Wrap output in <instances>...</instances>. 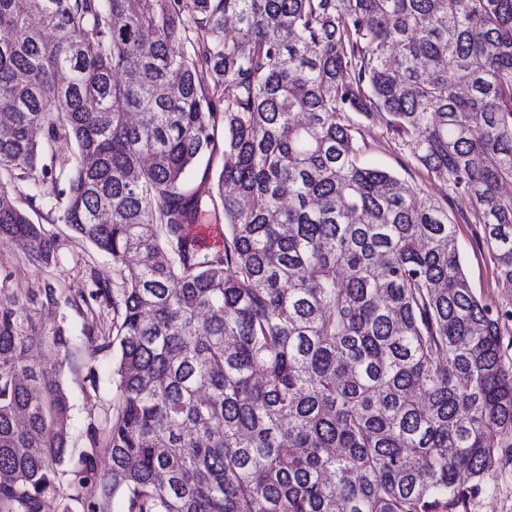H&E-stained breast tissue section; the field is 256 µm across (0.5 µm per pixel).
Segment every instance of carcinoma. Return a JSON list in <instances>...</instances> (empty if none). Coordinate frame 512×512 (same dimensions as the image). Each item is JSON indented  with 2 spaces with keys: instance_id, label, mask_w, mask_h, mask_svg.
I'll return each mask as SVG.
<instances>
[{
  "instance_id": "obj_1",
  "label": "carcinoma",
  "mask_w": 512,
  "mask_h": 512,
  "mask_svg": "<svg viewBox=\"0 0 512 512\" xmlns=\"http://www.w3.org/2000/svg\"><path fill=\"white\" fill-rule=\"evenodd\" d=\"M376 112L437 193L363 162ZM507 183L512 0H0V244L56 262L48 203L119 279L76 340L0 276V512H456L512 448V301L474 294L448 199L512 298ZM76 346L117 359L75 451Z\"/></svg>"
}]
</instances>
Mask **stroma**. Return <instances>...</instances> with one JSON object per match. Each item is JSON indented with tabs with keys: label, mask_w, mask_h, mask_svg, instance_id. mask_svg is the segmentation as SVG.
Returning a JSON list of instances; mask_svg holds the SVG:
<instances>
[{
	"label": "stroma",
	"mask_w": 512,
	"mask_h": 512,
	"mask_svg": "<svg viewBox=\"0 0 512 512\" xmlns=\"http://www.w3.org/2000/svg\"><path fill=\"white\" fill-rule=\"evenodd\" d=\"M361 131L368 146L366 162L390 170L409 183H419L420 172L416 165L410 164L407 153L397 149L387 137L385 115L362 120ZM42 228L47 236L61 243L57 260L51 266L29 262L17 246L0 245V272L11 273L10 286L19 296L38 295L44 285L50 283L62 298L73 299L88 295L95 281L112 282L115 273L111 259L76 238L67 224L46 221ZM457 244L465 273L477 297L493 306L507 303L508 297L497 282L488 252L475 242L473 225L458 223ZM37 317L49 329L65 324L74 336L106 329L112 323L111 309L83 312L66 304L52 313L39 310ZM114 362V351L107 350L98 355L93 365H86L78 354L64 365L62 377L73 406L71 447L83 446L84 431L90 420H101L111 413ZM91 368L99 379V388L95 391L84 381ZM461 512H512V463L489 470L480 489L468 497Z\"/></svg>",
	"instance_id": "35a3bbf8"
}]
</instances>
